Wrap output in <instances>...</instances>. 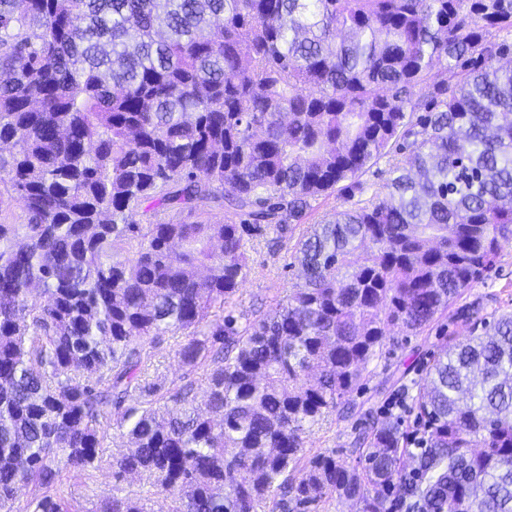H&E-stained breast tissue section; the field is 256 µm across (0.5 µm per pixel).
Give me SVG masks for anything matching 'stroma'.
Returning a JSON list of instances; mask_svg holds the SVG:
<instances>
[{
    "label": "stroma",
    "mask_w": 512,
    "mask_h": 512,
    "mask_svg": "<svg viewBox=\"0 0 512 512\" xmlns=\"http://www.w3.org/2000/svg\"><path fill=\"white\" fill-rule=\"evenodd\" d=\"M346 195L335 192L319 197L301 223L296 224L286 240L277 242L272 231L266 230L253 237L248 245V266L239 289L228 309L237 319L238 326L265 317L281 304L303 282L300 265L295 259V245L310 226L336 211L349 208ZM463 304H480L484 314L512 313V244L506 245L494 269L485 273L478 282L466 288ZM465 336V326L452 315H444L421 336H411L399 327L387 333L379 357L368 365L369 374L362 389L353 391L344 399L348 412H336L312 427L305 437V453L336 452L340 460L354 464L350 442L359 429L365 428L371 414L385 411L395 400H402L398 409L406 430H413L415 413L410 393L405 385L420 380L431 359L445 345L449 333ZM182 338L163 336L151 347L149 375L159 377L169 390H177L193 383L196 395L206 390L204 370H189L176 355ZM113 482L106 471L94 470L78 476L62 471L57 486L60 497L69 501L76 512H97L101 502L112 495Z\"/></svg>",
    "instance_id": "obj_1"
}]
</instances>
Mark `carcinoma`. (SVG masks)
Here are the masks:
<instances>
[{
	"instance_id": "obj_1",
	"label": "carcinoma",
	"mask_w": 512,
	"mask_h": 512,
	"mask_svg": "<svg viewBox=\"0 0 512 512\" xmlns=\"http://www.w3.org/2000/svg\"><path fill=\"white\" fill-rule=\"evenodd\" d=\"M512 0H0V512H66L115 418L168 512H512V314L470 306L401 420L310 458L386 330L420 335L512 243ZM443 65L457 80L434 79ZM396 160L384 190L296 245L304 285L241 330L248 238ZM186 214L133 220L145 203ZM218 206L224 219L212 222ZM210 368L204 406L146 345ZM174 403L171 409L168 403ZM99 512H152L120 494ZM24 217L23 203L20 198L4 195L2 203H0V222L4 224H22Z\"/></svg>"
}]
</instances>
